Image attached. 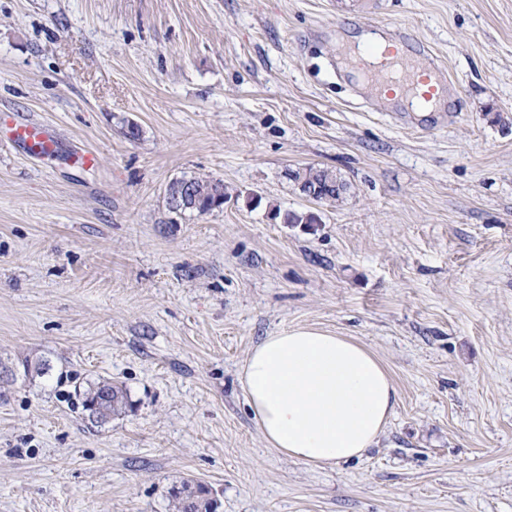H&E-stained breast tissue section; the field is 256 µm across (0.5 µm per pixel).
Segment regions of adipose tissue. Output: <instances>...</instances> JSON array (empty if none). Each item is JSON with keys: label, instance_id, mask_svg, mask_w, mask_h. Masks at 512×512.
<instances>
[{"label": "adipose tissue", "instance_id": "1", "mask_svg": "<svg viewBox=\"0 0 512 512\" xmlns=\"http://www.w3.org/2000/svg\"><path fill=\"white\" fill-rule=\"evenodd\" d=\"M242 384L269 447L319 466L362 457L397 400L387 370L369 350L311 330L265 337L244 364Z\"/></svg>", "mask_w": 512, "mask_h": 512}]
</instances>
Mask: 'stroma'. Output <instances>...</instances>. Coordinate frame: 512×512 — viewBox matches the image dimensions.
Returning <instances> with one entry per match:
<instances>
[{
  "mask_svg": "<svg viewBox=\"0 0 512 512\" xmlns=\"http://www.w3.org/2000/svg\"><path fill=\"white\" fill-rule=\"evenodd\" d=\"M367 25L430 47L443 123L344 72ZM22 117L66 154L0 147V512H172L186 480L218 512H512V0H0V137ZM308 165L340 201L300 191ZM194 176L223 207L169 209ZM299 328L394 382L360 458L260 430L243 366ZM103 379L129 407L95 424ZM293 179L301 184L303 187H316L318 186L322 192L329 194V196L318 195L315 201H329L335 202L341 199L340 192L336 193V185L341 184L338 176L333 170L328 168L308 166L294 171Z\"/></svg>",
  "mask_w": 512,
  "mask_h": 512,
  "instance_id": "stroma-1",
  "label": "stroma"
}]
</instances>
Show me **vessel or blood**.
Wrapping results in <instances>:
<instances>
[{
	"label": "vessel or blood",
	"instance_id": "1",
	"mask_svg": "<svg viewBox=\"0 0 512 512\" xmlns=\"http://www.w3.org/2000/svg\"><path fill=\"white\" fill-rule=\"evenodd\" d=\"M428 46L414 39L407 29H397L386 46L367 47L360 55L366 82L378 95L402 101H417L429 108L444 93L439 77V64L424 65L430 57ZM8 144L22 148L39 158L58 155L62 144L55 133L40 122H20L14 125Z\"/></svg>",
	"mask_w": 512,
	"mask_h": 512
}]
</instances>
